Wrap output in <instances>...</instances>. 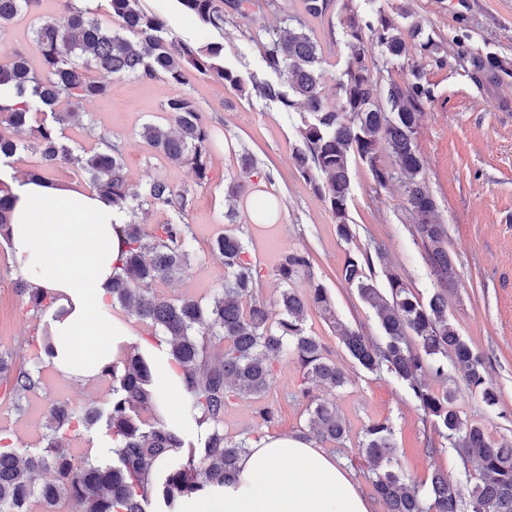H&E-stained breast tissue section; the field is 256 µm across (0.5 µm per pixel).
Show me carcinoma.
I'll list each match as a JSON object with an SVG mask.
<instances>
[{
	"instance_id": "carcinoma-1",
	"label": "carcinoma",
	"mask_w": 512,
	"mask_h": 512,
	"mask_svg": "<svg viewBox=\"0 0 512 512\" xmlns=\"http://www.w3.org/2000/svg\"><path fill=\"white\" fill-rule=\"evenodd\" d=\"M34 2L0 0V24L28 12ZM59 2L60 17L39 19L31 29L41 69H32L20 50L11 51L0 63V161L20 149H34L40 154V167L29 171L27 180L44 181L47 170L72 165L112 206L129 215L118 229L124 257L120 272L112 276V304L145 324L152 336L168 337L172 364L181 379L185 417L208 424L209 433L192 440L164 423L152 358L137 346L126 347L100 371L99 379L109 384L105 407L78 410L49 402L39 448L21 450L0 430V512H29L34 499L46 512H53L64 500L76 512H181L185 500L224 487L234 478L240 455L251 441L261 438L253 433L238 440L225 437V408L234 399L263 398L272 382V360L288 354L297 360L305 397L315 388L334 389L345 383L344 372L324 356L320 341L305 333L303 322L310 307L340 326L343 344L363 368H384L412 391L424 414L434 418L436 434L449 441L462 463L479 462V482L470 491L471 512H512V448L495 446L481 425L463 419L454 409L453 394L439 398L427 384L431 377L445 376L442 358L451 353L483 401L489 406L498 403L497 392L482 371L481 356L448 323L447 288L456 270L448 252L447 228L435 219L437 203L423 176V159L415 142L432 90L415 67L401 82L383 81L366 62L369 36L392 56L405 53L406 39L396 23L383 14L362 17L350 7V0H342L338 18L347 34V53L336 79L339 102L333 105L324 86L323 47L307 23L309 18L326 17L332 0H302L303 15L288 16V27L265 47L266 67L280 82L254 78L249 82L255 93L279 101L290 115H300L293 164L328 205L340 238L353 237L348 216L351 156L367 163L377 186L385 188L397 180L404 188L406 212L426 249L436 288L424 301L389 271L385 295L367 272L370 258H348L342 279L356 286L374 309L382 332L377 343L341 324L327 289L313 277L307 253H286L277 266L285 288L272 302L261 299L260 270L243 241L231 232L220 234L212 246L224 260V281L209 301L159 294L158 285L187 271L194 252L192 225L182 220L188 193L162 177L130 183L121 147L104 135L99 147H70L64 129L79 113L63 112L60 105L72 107L105 94L107 85L94 77L99 71L117 77H163L181 86L188 84L191 70H209L242 91L247 82L214 62L221 47L207 48L212 61L203 60L188 44L170 36L158 17L139 10L138 0H108L112 16L121 19L117 29L92 9L78 7L75 0ZM177 2L204 25L218 29L226 22V6L252 23L274 6L272 0ZM420 48L435 63L445 62L443 42L429 35ZM500 70L492 57L472 60L476 82L495 78ZM165 111L168 127L148 123L141 138L167 162L187 167L198 182H207L213 135L202 113L183 94L171 97ZM26 129L29 140L19 139L17 134ZM225 193L231 202L225 218L234 224L239 203L251 188L234 179ZM13 200L10 187L0 179V238L6 241ZM152 205L167 208L173 217L144 227L139 211ZM301 274L310 282L306 295L292 287ZM16 285L39 331L32 337V363L0 352V388H5L20 413L23 399L42 388L39 364L54 354L48 315L58 295L23 278ZM409 336L417 339V346L407 343ZM307 411L309 428L320 440H344L346 428L333 403L312 402ZM102 432L112 441L107 462L78 458L71 452L74 441ZM360 451L374 464L371 483L387 512H459L462 488L450 484L442 471H434L428 483L418 485L394 470L398 448L387 422L365 428ZM49 469L53 478L37 483V476Z\"/></svg>"
}]
</instances>
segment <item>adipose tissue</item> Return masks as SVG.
Segmentation results:
<instances>
[{
  "mask_svg": "<svg viewBox=\"0 0 512 512\" xmlns=\"http://www.w3.org/2000/svg\"><path fill=\"white\" fill-rule=\"evenodd\" d=\"M9 247L17 272L57 292L51 320L53 366L66 378H95L135 334L113 317L109 287L124 245L116 228L128 216L94 191L23 181L13 185ZM344 465L299 436L251 444L223 491L188 501L182 512H371Z\"/></svg>",
  "mask_w": 512,
  "mask_h": 512,
  "instance_id": "obj_1",
  "label": "adipose tissue"
}]
</instances>
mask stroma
<instances>
[{
    "mask_svg": "<svg viewBox=\"0 0 512 512\" xmlns=\"http://www.w3.org/2000/svg\"><path fill=\"white\" fill-rule=\"evenodd\" d=\"M279 10L267 13L257 24L234 16L223 28L204 26L185 13L177 0H139V8L160 17L173 37L197 49L217 44L219 62L243 79L276 81L263 62V45L284 26L288 15L298 13L299 0H279ZM366 16L384 13L399 25L420 21L426 34L445 43L443 65L424 58L416 43H408L404 55L388 56L384 47L369 42L367 63L384 78L400 80L420 66L433 100L425 104L416 143L424 160L428 186L437 201L436 220L448 229L458 284L448 291V320L459 336L484 361L485 376L498 391L496 406H487L467 383L465 371L447 359V376L430 380L436 396L455 395L454 406L462 418L480 424L495 444H512V0H353ZM57 0H36L30 15L0 25V59L11 49L26 51L32 69L41 59L33 51L30 26L33 19L52 17ZM325 50V85L328 97L336 95V78L346 58V35L336 15L311 26ZM498 58L504 70L491 82L471 79L473 56ZM108 85L106 96L83 102L77 121L64 133L87 149L106 135L119 144L130 182L141 184L160 176L179 189H189L192 202L184 214L195 236L196 258L190 270L175 283L161 286L165 297L213 294L224 279V266L211 251L212 240L232 229L247 245L261 268L260 295L274 300L282 289L276 267L290 251L310 253L313 278L295 282L306 292L310 281L328 291L339 318L373 340L382 333L373 309L354 286L340 277L346 259L368 252L374 260L371 274L385 287L387 271L398 273L420 298H429L433 279L425 249L407 219L399 182L377 186L367 164L352 158L354 178L349 218L354 235L341 239L327 205L295 170L291 147L295 119L278 102L239 92L212 73H193L187 85L178 87L166 79L145 80L98 73ZM189 96L214 132L209 180L197 184L193 172L164 162L140 138L145 123L164 124V106L175 94ZM255 158L250 173L238 163L241 149ZM243 176L254 191L251 208L268 200L280 204L273 224L252 223L248 213L237 224H227L229 203L224 188L230 177ZM17 275L8 246H0V351L28 361L33 348L28 340L33 322L15 289ZM307 334L319 337L325 356L345 373L346 382L333 390H319L320 398L334 401L347 436L342 443H321V450L343 463L357 489L373 505L372 512H386L375 494L369 463L359 451L363 429L371 422L388 421L398 448V468L405 478L419 484L442 470L450 481L470 478L478 482L476 462L461 464L444 438L435 437L432 420L426 417L409 388L387 370L367 371L349 354L334 329L316 308H309L303 323ZM273 380L268 397L277 414L271 424H260L254 403L237 399L224 413V434L237 439L248 432L262 436L308 433L307 400L299 393L302 370L296 360H273ZM109 398L106 382H77L62 374L39 396L28 397L23 412H16L9 397L0 391V429L7 430L19 447L35 448L41 440V424L48 401L75 408L104 405ZM435 448H428V441Z\"/></svg>",
    "mask_w": 512,
    "mask_h": 512,
    "instance_id": "35a3bbf8",
    "label": "stroma"
}]
</instances>
